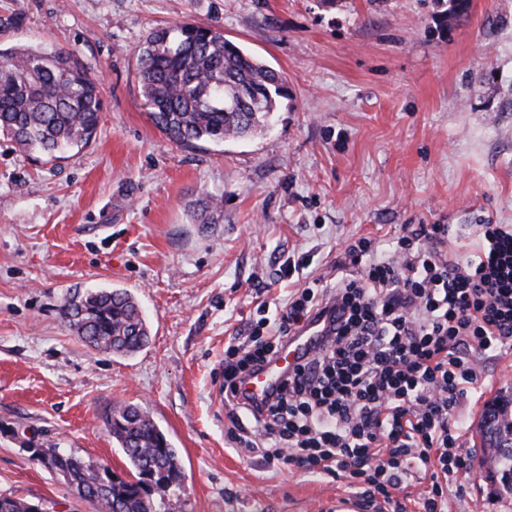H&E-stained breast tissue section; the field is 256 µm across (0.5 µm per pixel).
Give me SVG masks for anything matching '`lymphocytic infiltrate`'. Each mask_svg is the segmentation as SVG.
<instances>
[{
    "mask_svg": "<svg viewBox=\"0 0 512 512\" xmlns=\"http://www.w3.org/2000/svg\"><path fill=\"white\" fill-rule=\"evenodd\" d=\"M476 250L452 255L449 224H405L381 251L344 244L332 279L287 263L296 286L248 340L224 350V404L240 454L262 453L309 475L345 472L372 503L420 475L419 512H448V485L471 470L455 409L477 382L478 355L512 351V224H479ZM329 326L266 400L237 382L308 321Z\"/></svg>",
    "mask_w": 512,
    "mask_h": 512,
    "instance_id": "f902f5d3",
    "label": "lymphocytic infiltrate"
}]
</instances>
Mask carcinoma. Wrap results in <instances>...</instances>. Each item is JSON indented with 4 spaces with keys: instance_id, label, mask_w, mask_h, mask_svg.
<instances>
[{
    "instance_id": "obj_1",
    "label": "carcinoma",
    "mask_w": 512,
    "mask_h": 512,
    "mask_svg": "<svg viewBox=\"0 0 512 512\" xmlns=\"http://www.w3.org/2000/svg\"><path fill=\"white\" fill-rule=\"evenodd\" d=\"M144 106L171 141L223 144L270 128L278 98L287 95L282 72L224 32L179 20L150 32L139 50ZM250 104L232 108L242 92ZM102 98L98 79L74 53L44 46L0 47V135L51 159L80 150L97 134ZM69 328L91 347L133 356L150 341V328L134 296L123 288H88L62 308ZM106 427L126 456L123 477L73 451L49 446L42 454L97 512H160L153 495L179 501L185 483L181 459L166 434L134 404L112 409ZM483 447L502 491L512 495V394L497 396L479 426ZM0 512H32V503L0 495Z\"/></svg>"
}]
</instances>
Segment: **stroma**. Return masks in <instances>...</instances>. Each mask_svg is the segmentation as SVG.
<instances>
[{"mask_svg": "<svg viewBox=\"0 0 512 512\" xmlns=\"http://www.w3.org/2000/svg\"><path fill=\"white\" fill-rule=\"evenodd\" d=\"M0 0V45L74 52L101 81L96 137L51 161L0 137V494L96 512L33 460L56 445L126 469L105 419L142 407L186 479L179 512H336L344 479L240 455L213 395L228 336L282 305L280 268L310 253L331 278L348 238L403 224H512V0ZM190 20L283 72L264 135L170 141L143 107L138 51ZM224 200L214 223L196 216ZM129 289L151 328L131 359L66 325L69 291ZM512 392V354H485L456 414L471 459L487 405ZM448 512H512L479 468Z\"/></svg>", "mask_w": 512, "mask_h": 512, "instance_id": "35a3bbf8", "label": "stroma"}]
</instances>
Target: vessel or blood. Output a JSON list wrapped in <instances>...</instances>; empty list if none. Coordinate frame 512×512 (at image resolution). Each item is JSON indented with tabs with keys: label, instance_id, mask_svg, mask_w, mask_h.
<instances>
[{
	"label": "vessel or blood",
	"instance_id": "obj_1",
	"mask_svg": "<svg viewBox=\"0 0 512 512\" xmlns=\"http://www.w3.org/2000/svg\"><path fill=\"white\" fill-rule=\"evenodd\" d=\"M326 326V320L321 319L305 327L272 362L263 366L258 372L247 376L240 386L241 391L255 400L265 399L280 385L288 371L293 370L300 363L302 356L311 351L314 341L324 334Z\"/></svg>",
	"mask_w": 512,
	"mask_h": 512
}]
</instances>
